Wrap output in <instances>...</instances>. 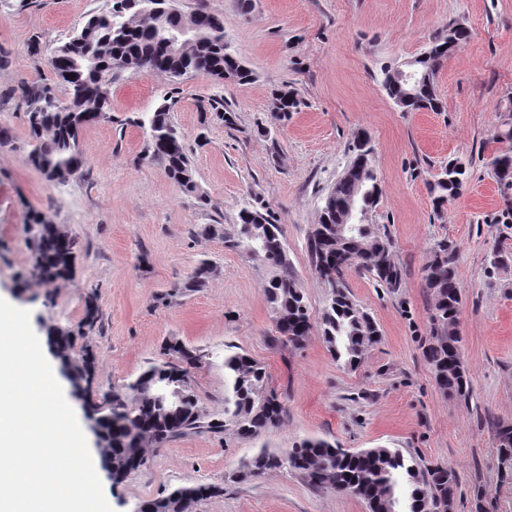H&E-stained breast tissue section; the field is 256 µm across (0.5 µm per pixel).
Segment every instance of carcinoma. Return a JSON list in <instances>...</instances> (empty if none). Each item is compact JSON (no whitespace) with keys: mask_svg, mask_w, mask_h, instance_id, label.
Returning a JSON list of instances; mask_svg holds the SVG:
<instances>
[{"mask_svg":"<svg viewBox=\"0 0 512 512\" xmlns=\"http://www.w3.org/2000/svg\"><path fill=\"white\" fill-rule=\"evenodd\" d=\"M196 39L178 53L167 52V28L180 22L182 14L174 0H115L106 11L88 18L67 42L44 58L46 66L66 87V97H57L49 88L34 86L22 90L27 108L31 146L28 160L51 181L73 176L84 164L79 151L82 130L107 117L111 111L112 83L126 74L150 70L180 78L204 74L239 83L252 79L224 38L223 20L208 11H198ZM470 37L461 25L438 31L427 50L417 59L419 85L408 93L396 70H384L382 86L402 112L443 111L435 77L439 67ZM276 112L272 118L287 121L300 101L288 90L275 93ZM136 124L147 134L146 157L164 166L168 176L198 204H209L195 180L186 154L184 136L170 117V106L162 103ZM369 138L355 137L352 160L325 199L320 219L308 239L312 267L328 288L330 272L340 266L357 267L369 273L391 291L401 285V271L393 259V245L387 231L377 224L366 225L360 235H342L345 207L359 202L370 210L381 194ZM492 171L497 183L512 188V154L496 155ZM466 166L458 159L448 161L430 186L434 201L441 204L460 197L465 188ZM36 229L34 260L38 275L46 283L68 279L75 267L78 249L75 239L58 224L36 216L30 222ZM219 236L228 246L257 257L273 270L264 296L273 312L275 332L281 343L294 349L303 347L312 329L307 301L297 287L282 240L280 225L257 208H244L239 224L228 233L222 224L204 228ZM427 287L433 293L431 321L433 333L426 358L435 374L439 390L468 401L471 390L468 370L461 356L462 338L456 331L462 304L457 275L456 252L448 240L434 244L426 267ZM211 278L209 264H200L181 288L195 291ZM99 321L95 293L84 298V317L77 330L53 327L50 346L61 364L70 369L78 382L95 377V357L85 348L74 352L75 340L93 331ZM321 333L329 352L346 368L357 367L366 351L379 340L372 317L350 296L348 285L331 293L321 314ZM162 359L150 364L133 381L98 404L89 387L78 396L96 414L101 428L100 453L112 461L115 480L143 464L149 451L162 448L188 434L231 429L242 439H257L277 427L283 404L276 392L266 390V370L249 355H224V419H207L198 396L189 384V374L201 356L178 340L162 346ZM170 385L183 387L177 402L162 396ZM499 460L512 461V426L498 430ZM288 466L314 487L350 493L362 499L368 512H428L439 497L454 494L457 476L450 467L422 469L415 457L399 448H367L361 453L325 439H303L282 455L260 452L238 479L259 477L269 470ZM216 485L180 486L166 496L147 502L140 512H192L204 499L223 494Z\"/></svg>","mask_w":512,"mask_h":512,"instance_id":"obj_1","label":"carcinoma"}]
</instances>
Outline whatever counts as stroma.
Masks as SVG:
<instances>
[{"label": "stroma", "mask_w": 512, "mask_h": 512, "mask_svg": "<svg viewBox=\"0 0 512 512\" xmlns=\"http://www.w3.org/2000/svg\"><path fill=\"white\" fill-rule=\"evenodd\" d=\"M190 15L206 10L253 72L240 84L204 75L173 83L143 70L112 86L110 118L84 128L82 170L48 181L27 161L29 127L24 85L65 88L32 55V42H66L107 0H0V298L31 313L46 340L52 326L73 327L87 293L97 295L100 322L84 339L96 357L94 394L134 380L175 338L202 362L191 387L210 418L224 416V354L235 346L261 362L268 388L283 404L279 425L257 440L233 432L177 439L114 482L96 472L114 512H138L181 485L211 484L223 495L193 512H368L363 500L316 488L289 467L238 481L260 451L283 453L320 437L352 450L384 446L425 467L457 476L455 512H476L485 493L495 512H512V480L499 474L496 430L512 424V223L502 216L503 191L490 157L505 142L512 110V0H176ZM451 24L471 33L439 68L435 86L444 109L403 112L386 95L382 71L420 56ZM297 93L288 123L273 121V93ZM171 98L200 190L199 206L163 166L145 156L136 117ZM224 100L228 125L210 107ZM375 145L382 193L368 214L387 225L401 270L396 291L359 269L347 282L353 299L376 321L381 338L362 365L345 368L318 327L329 297L311 268L308 237L324 200L345 172L356 134ZM468 165L462 196L435 211L429 188L448 160ZM259 201L282 230L313 328L300 349L276 338L263 292L272 271L256 258L205 234L209 224L237 223ZM61 225L79 243L72 276L46 284L32 262V215ZM457 250L463 303L458 331L470 370L468 401L442 394L425 357L432 295L425 268L434 243ZM215 272L204 288L173 294L200 261Z\"/></svg>", "instance_id": "35a3bbf8"}]
</instances>
